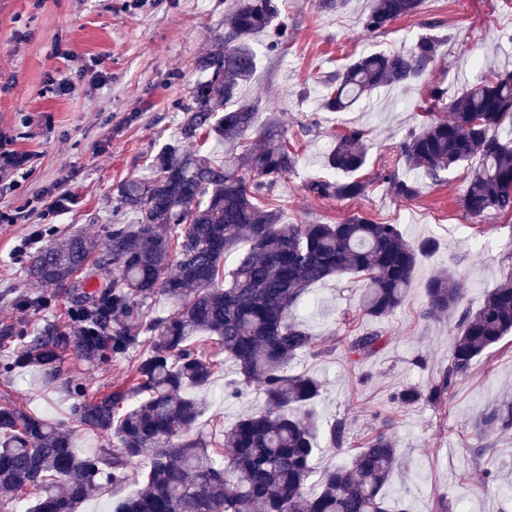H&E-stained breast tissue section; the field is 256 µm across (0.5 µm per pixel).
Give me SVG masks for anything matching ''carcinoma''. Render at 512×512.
Returning <instances> with one entry per match:
<instances>
[{
    "label": "carcinoma",
    "mask_w": 512,
    "mask_h": 512,
    "mask_svg": "<svg viewBox=\"0 0 512 512\" xmlns=\"http://www.w3.org/2000/svg\"><path fill=\"white\" fill-rule=\"evenodd\" d=\"M421 0H372L362 19L370 33L415 14ZM275 0H235L224 19V35L200 54L178 137L162 146L151 174L119 188V204L138 215L135 224L105 227L103 248L76 233L57 245L35 250L26 276L52 288H67L69 316L78 329L47 324L36 332L4 326L0 357L4 372L33 367L56 382L69 357L89 363L123 359L143 343L130 383L95 400L84 399L80 384L66 383L82 398L71 424L43 419L20 407L0 406V489L9 498L0 512H76L102 476L124 483L128 471L151 452L149 470L137 493L117 502L113 512H407L383 494L398 462L390 424L347 464L325 471L320 491L304 490L315 453V422L301 408L323 391L315 377L288 373L298 355L313 353L317 341L296 321L293 309L304 288L334 276L360 275L368 283L361 312L379 323L401 307L430 241H407L398 225L353 215L341 224H285L268 197L297 163L274 118L257 126L253 105L231 107L239 89L257 71L256 34L275 27L288 42V25L278 20ZM440 42L420 37L406 51L373 52L327 76L322 106L341 112L387 86H407L432 71ZM422 130L401 146L396 161L379 179L405 199L419 193L417 183L400 173H440L478 155L461 198L471 218L512 213V72L488 76L448 103L450 118L434 115L446 98L437 84L427 91ZM224 143V160L200 154L198 142ZM365 131L350 127L337 136L327 165L340 175L314 181L306 189L320 197L351 200L367 183L352 175L365 164ZM235 257L230 273L225 262ZM115 271L89 291L83 282L97 271ZM423 316L459 314L448 369L427 394L441 400L453 381L466 376L476 359L512 333V270L472 313L460 310L464 285L442 269L425 285ZM174 303L163 319L150 316L159 297ZM206 336L232 359L243 388L260 384L263 405L224 432V454L214 441L194 432L202 401L185 390L208 389L219 363L194 345ZM382 334L374 329L353 337L348 353L375 352ZM111 434L116 444L79 457L70 429ZM495 428H512V404L483 414L474 425L475 458Z\"/></svg>",
    "instance_id": "obj_1"
}]
</instances>
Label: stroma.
<instances>
[{
    "mask_svg": "<svg viewBox=\"0 0 512 512\" xmlns=\"http://www.w3.org/2000/svg\"><path fill=\"white\" fill-rule=\"evenodd\" d=\"M231 0H0V135L11 147L34 156L33 171L18 188L0 193V213L19 214L0 223V326L36 329L60 322L71 305L64 289L53 292L49 308L26 306L39 296L23 264L12 257L16 242L50 223L56 240L79 231L103 241L109 224H132L136 216L117 207V188L145 176L153 156L173 139L180 109L196 79L194 61L204 44L224 29ZM288 24V44L266 51L273 31L257 34L258 69L240 100L256 106L258 123L278 116L286 138L299 148L296 166L275 187L273 201L288 224H339L359 214L399 225L410 241H433L422 256L405 304L381 323L359 311L366 280L331 278L306 288L295 313L320 342L319 355L304 353L289 365L325 384L315 403L318 449L306 489L319 491L323 471L345 463L362 447L383 417L395 422L399 462L384 493L389 503L410 512H512V429L493 430L488 452L473 458L472 424L483 413L512 402V341L477 358L441 402L423 394L447 369L454 321L422 317L425 284L439 270H453L467 286L465 308L477 310L485 295L512 268V217L466 216L461 197L478 160L419 177L420 193L404 199L378 175L395 162L401 144L421 131V106L428 85L437 83L456 97L488 68L512 71V0H422L417 14L396 21L383 34L364 30L370 0H278ZM440 40L435 68L419 82L385 88L342 112L321 107L324 76L373 50L404 51L420 36ZM65 48L69 57L56 55ZM69 77L73 93L49 90L47 75ZM366 132L367 157L360 178L368 181L355 200L317 197L307 184L330 177L326 157L348 126ZM69 192L66 211L43 215V191ZM378 329L385 337L373 354L351 356L347 337ZM130 360L90 365L67 358L63 374L83 384L86 398L100 396L131 376ZM233 361L223 360L209 390L200 392L206 411L197 433L223 441L224 431L259 408L258 386L239 398L224 390L238 382ZM422 397L406 403L403 390ZM13 402L55 421H68L77 399L62 381L51 383L36 369L0 375V404ZM346 425V450L330 449L328 433ZM493 472L494 486L485 483Z\"/></svg>",
    "mask_w": 512,
    "mask_h": 512,
    "instance_id": "35a3bbf8",
    "label": "stroma"
}]
</instances>
